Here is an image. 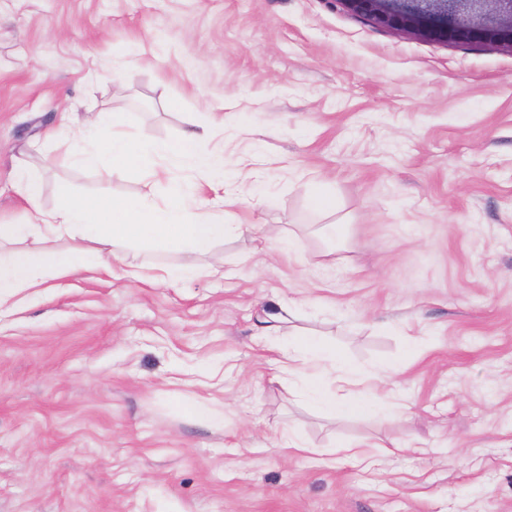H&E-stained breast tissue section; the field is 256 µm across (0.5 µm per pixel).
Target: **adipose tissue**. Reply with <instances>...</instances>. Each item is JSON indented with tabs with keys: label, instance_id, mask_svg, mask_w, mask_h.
Masks as SVG:
<instances>
[{
	"label": "adipose tissue",
	"instance_id": "adipose-tissue-1",
	"mask_svg": "<svg viewBox=\"0 0 512 512\" xmlns=\"http://www.w3.org/2000/svg\"><path fill=\"white\" fill-rule=\"evenodd\" d=\"M125 124V113L118 111L97 113L78 127L73 126L70 115H63L68 157L97 169L105 186L114 174L128 170L156 179L166 176L169 166L183 161L202 173L224 164L223 157L203 147L214 130L211 120L192 124L176 144L166 147L129 138ZM13 187L26 204V221L0 224V244L23 245L8 264L0 263V306L10 302L21 289L40 284L45 274L65 277L75 272L76 256L47 250L51 241L78 239L91 244L98 257L97 270L108 275L119 259L117 248L121 244H175L207 254L216 243L243 230L239 224L218 222L209 201L176 190L161 205L145 199L118 202L104 193L93 202L65 197L48 208L42 203L38 177L24 164L16 170ZM277 370L301 379L317 403L344 415L365 413L380 403L378 396L368 392L348 398L336 395L335 384L358 383V372L346 367L336 354L323 353L303 340L289 348Z\"/></svg>",
	"mask_w": 512,
	"mask_h": 512
}]
</instances>
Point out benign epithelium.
Segmentation results:
<instances>
[{"mask_svg":"<svg viewBox=\"0 0 512 512\" xmlns=\"http://www.w3.org/2000/svg\"><path fill=\"white\" fill-rule=\"evenodd\" d=\"M357 12L377 18L400 19L409 26L428 23L430 32L444 36L477 34L489 16L497 17L512 38V0H339Z\"/></svg>","mask_w":512,"mask_h":512,"instance_id":"benign-epithelium-1","label":"benign epithelium"}]
</instances>
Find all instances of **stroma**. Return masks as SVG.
Listing matches in <instances>:
<instances>
[{
  "label": "stroma",
  "instance_id": "stroma-1",
  "mask_svg": "<svg viewBox=\"0 0 512 512\" xmlns=\"http://www.w3.org/2000/svg\"><path fill=\"white\" fill-rule=\"evenodd\" d=\"M72 109L158 144L212 117L223 173L112 192L219 195L249 230L127 247L173 282L87 257L0 307V512H512L511 42L340 0H0V224L24 220L25 159L44 206L99 193L46 139ZM278 301L384 407L345 418L276 378ZM294 319L295 313L290 305L269 306L261 321L262 332L267 336L276 335Z\"/></svg>",
  "mask_w": 512,
  "mask_h": 512
}]
</instances>
